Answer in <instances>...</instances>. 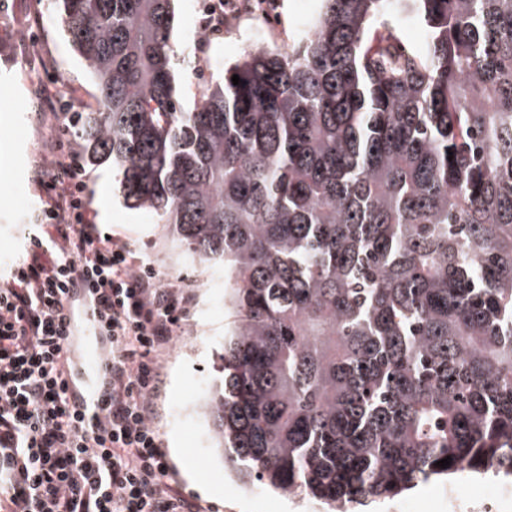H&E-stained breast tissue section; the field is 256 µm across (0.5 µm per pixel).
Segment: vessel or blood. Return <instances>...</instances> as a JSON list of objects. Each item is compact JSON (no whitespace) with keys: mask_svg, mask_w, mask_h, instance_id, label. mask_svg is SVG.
Returning <instances> with one entry per match:
<instances>
[{"mask_svg":"<svg viewBox=\"0 0 512 512\" xmlns=\"http://www.w3.org/2000/svg\"><path fill=\"white\" fill-rule=\"evenodd\" d=\"M82 332L74 339V353L67 381L71 391L83 405L96 404L103 391L107 365L103 359L105 332L92 312L87 290H80Z\"/></svg>","mask_w":512,"mask_h":512,"instance_id":"b4317fda","label":"vessel or blood"}]
</instances>
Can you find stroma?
Masks as SVG:
<instances>
[{"instance_id": "35a3bbf8", "label": "stroma", "mask_w": 512, "mask_h": 512, "mask_svg": "<svg viewBox=\"0 0 512 512\" xmlns=\"http://www.w3.org/2000/svg\"><path fill=\"white\" fill-rule=\"evenodd\" d=\"M16 16L0 12V274L5 275L23 248L24 227L32 223L45 198L32 181L43 162L38 136L47 112L66 109L71 98L92 99L68 43L53 25L39 27L31 0H11ZM201 0H176L174 43H193V66L178 65L177 78L186 107L199 88L239 61L248 50L256 23L247 15L225 23L222 41L208 39L202 28ZM279 25L268 38L272 48H287L317 17L320 0H277ZM43 35L40 53L27 55L23 43ZM88 217L107 233L125 240L151 261L162 284L187 283L191 303L170 348L161 358V387L155 424L181 490L210 512H324L317 500L290 497L254 485L239 487L211 448L199 405L204 388L216 376V350L228 330L224 276L184 258L154 215L127 208L109 166L88 167Z\"/></svg>"}]
</instances>
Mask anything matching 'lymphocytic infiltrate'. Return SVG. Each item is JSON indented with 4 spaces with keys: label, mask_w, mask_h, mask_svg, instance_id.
Here are the masks:
<instances>
[{
    "label": "lymphocytic infiltrate",
    "mask_w": 512,
    "mask_h": 512,
    "mask_svg": "<svg viewBox=\"0 0 512 512\" xmlns=\"http://www.w3.org/2000/svg\"><path fill=\"white\" fill-rule=\"evenodd\" d=\"M47 200L36 245L0 278V512H207L187 498L153 424L159 359L191 302L139 252L87 220V173L62 141L45 145ZM96 297L109 338L107 389L78 409L66 379L71 289Z\"/></svg>",
    "instance_id": "lymphocytic-infiltrate-1"
}]
</instances>
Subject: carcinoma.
Returning a JSON list of instances; mask_svg holds the SVG:
<instances>
[{
	"label": "carcinoma",
	"mask_w": 512,
	"mask_h": 512,
	"mask_svg": "<svg viewBox=\"0 0 512 512\" xmlns=\"http://www.w3.org/2000/svg\"><path fill=\"white\" fill-rule=\"evenodd\" d=\"M174 2L48 8L95 89L87 163L224 266L211 447L325 512L464 464L512 477V0H322L191 110ZM392 3L424 50L396 59L373 28Z\"/></svg>",
	"instance_id": "obj_1"
}]
</instances>
